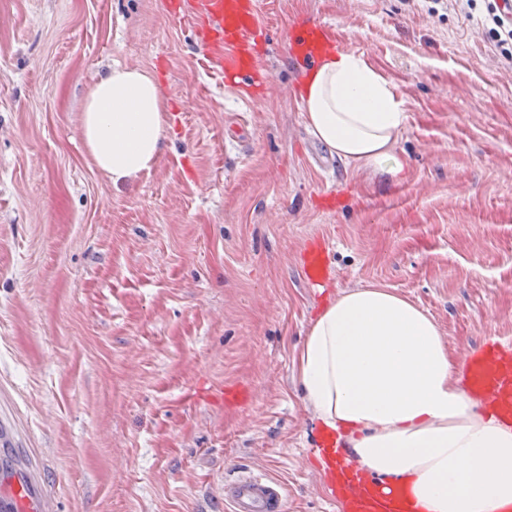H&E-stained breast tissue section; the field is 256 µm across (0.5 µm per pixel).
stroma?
Masks as SVG:
<instances>
[{"label":"stroma","mask_w":512,"mask_h":512,"mask_svg":"<svg viewBox=\"0 0 512 512\" xmlns=\"http://www.w3.org/2000/svg\"><path fill=\"white\" fill-rule=\"evenodd\" d=\"M433 5L257 0L269 83L250 97L167 0H0V420L59 512H225L240 470L278 479L284 512H337L297 355L341 293L407 298L459 361L512 341V69ZM303 18L403 100L398 181L355 176L309 132L288 53ZM116 64L155 72L171 105L158 164L119 185L81 137ZM317 240L333 274L312 290ZM229 386L250 400L225 405ZM302 273L308 287L317 288L330 278L332 268L324 244L307 245L302 255Z\"/></svg>","instance_id":"obj_1"}]
</instances>
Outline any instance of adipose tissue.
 Segmentation results:
<instances>
[{"label": "adipose tissue", "mask_w": 512, "mask_h": 512, "mask_svg": "<svg viewBox=\"0 0 512 512\" xmlns=\"http://www.w3.org/2000/svg\"><path fill=\"white\" fill-rule=\"evenodd\" d=\"M308 128L358 174L401 177L406 114L360 56L331 50L306 75ZM170 104L157 76L117 65L95 80L85 147L113 183L160 158ZM305 403L362 468L407 483L423 512H499L512 504V426L480 413L435 322L380 287L340 294L312 321L298 353Z\"/></svg>", "instance_id": "adipose-tissue-1"}]
</instances>
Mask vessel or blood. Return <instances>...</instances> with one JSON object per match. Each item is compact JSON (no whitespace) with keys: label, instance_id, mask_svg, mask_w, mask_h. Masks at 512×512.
<instances>
[{"label":"vessel or blood","instance_id":"1","mask_svg":"<svg viewBox=\"0 0 512 512\" xmlns=\"http://www.w3.org/2000/svg\"><path fill=\"white\" fill-rule=\"evenodd\" d=\"M175 13L195 19L194 34L229 83L249 76L255 84L267 81L254 56L267 37L260 23L256 0H171ZM335 29L324 23L300 22L291 38V57L305 63L336 46ZM302 273L308 287L317 288L330 278L332 268L324 244L308 245L302 255ZM471 395L488 404L503 422H512V345L486 342L465 358ZM321 483L327 498L336 500L339 512H421L405 484L387 483L359 467L336 445L322 438ZM0 449L8 451V465L0 466V512H58V493L29 455L16 453L12 426L0 421ZM286 492L277 480L263 474L238 473L224 484L229 512H283Z\"/></svg>","mask_w":512,"mask_h":512}]
</instances>
